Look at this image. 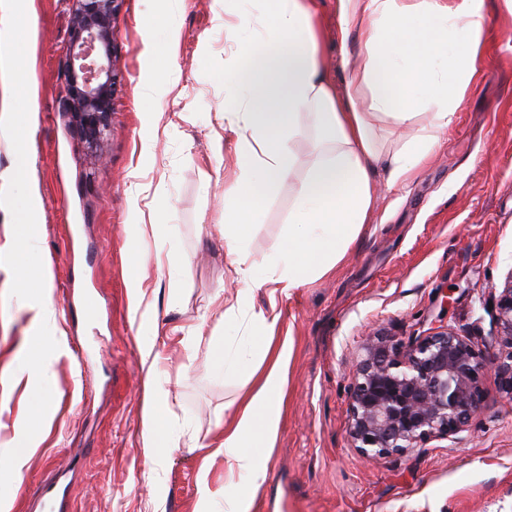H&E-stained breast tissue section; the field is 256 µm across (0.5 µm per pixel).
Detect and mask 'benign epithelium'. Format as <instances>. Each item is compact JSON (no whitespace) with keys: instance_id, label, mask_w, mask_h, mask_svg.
Returning a JSON list of instances; mask_svg holds the SVG:
<instances>
[{"instance_id":"benign-epithelium-1","label":"benign epithelium","mask_w":512,"mask_h":512,"mask_svg":"<svg viewBox=\"0 0 512 512\" xmlns=\"http://www.w3.org/2000/svg\"><path fill=\"white\" fill-rule=\"evenodd\" d=\"M122 0H71L66 110L86 142L112 124L114 23ZM501 353L488 356L449 325L402 341L366 336L350 386L351 447L367 460L403 454L464 431L481 408L483 375L512 398V276L490 294Z\"/></svg>"}]
</instances>
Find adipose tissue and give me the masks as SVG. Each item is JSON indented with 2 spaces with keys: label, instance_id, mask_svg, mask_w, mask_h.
Listing matches in <instances>:
<instances>
[{
  "label": "adipose tissue",
  "instance_id": "adipose-tissue-1",
  "mask_svg": "<svg viewBox=\"0 0 512 512\" xmlns=\"http://www.w3.org/2000/svg\"><path fill=\"white\" fill-rule=\"evenodd\" d=\"M266 40L272 52L252 59L248 47L227 61L236 71L251 59L254 94L249 102L224 100V125L237 134L243 177L256 179L259 191L239 199L237 221L225 224L224 240L233 258L235 279L251 283L252 266L243 250L250 217L271 190L295 171L293 143L308 118L323 131L299 182L283 246L270 258V282L283 294L330 274L361 234L377 193L373 173L389 168L387 185L410 182L451 124L476 73L483 20L475 0H336L342 32L356 31L364 56L354 70L346 98L333 91L319 64L318 35L308 0H266ZM456 29L453 66L437 69L436 57L449 29ZM409 130L392 153L377 138L379 125ZM290 340L264 337L266 368H251L250 388L232 420L224 424V464L238 482L224 489V512H252L280 429ZM143 438L146 447L168 445L167 395L144 385Z\"/></svg>",
  "mask_w": 512,
  "mask_h": 512
}]
</instances>
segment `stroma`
Instances as JSON below:
<instances>
[{
    "mask_svg": "<svg viewBox=\"0 0 512 512\" xmlns=\"http://www.w3.org/2000/svg\"><path fill=\"white\" fill-rule=\"evenodd\" d=\"M486 34L478 75L417 177L383 192L345 260L291 296L267 283L313 124L294 143L293 181L251 220V309L234 308L224 214L236 200L238 140L224 98L250 94L224 72L240 44L264 49L255 0H123L112 61L120 75L112 130L92 150L65 110L68 0H30L27 79L37 103L27 150L41 204L37 247L51 274L57 351L45 365L53 403L23 454L10 512H214L233 478L224 466L228 405L246 371H224L276 312L291 337L279 436L254 512H512V398L494 374L466 431L365 461L348 436L349 385L366 333L413 336L438 323L498 352L491 289L512 275V9L479 0ZM319 56L346 96L363 47L341 33L336 0H313ZM251 16L242 26L243 16ZM238 28L237 41L227 38ZM151 30L155 56L143 55ZM176 43H169V30ZM0 264V445L23 436L31 389L14 384L35 332ZM140 308H133V298ZM169 391L170 447L143 441V382ZM57 483L64 500L41 492Z\"/></svg>",
    "mask_w": 512,
    "mask_h": 512,
    "instance_id": "1",
    "label": "stroma"
}]
</instances>
